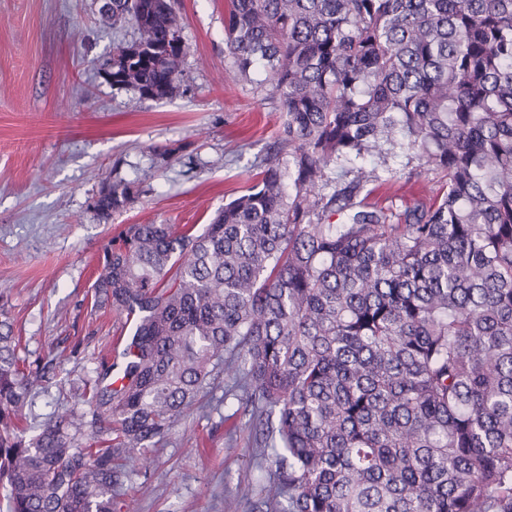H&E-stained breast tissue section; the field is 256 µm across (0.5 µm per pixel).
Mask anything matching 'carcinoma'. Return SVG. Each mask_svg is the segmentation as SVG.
I'll use <instances>...</instances> for the list:
<instances>
[{
	"mask_svg": "<svg viewBox=\"0 0 512 512\" xmlns=\"http://www.w3.org/2000/svg\"><path fill=\"white\" fill-rule=\"evenodd\" d=\"M136 36L112 86L180 85L178 0L97 9ZM229 54L285 115L258 179L199 230L127 224L98 297L119 357L27 434L44 376L0 321L8 512H113L215 374L272 476L264 512H512V0H229ZM399 150L446 179L394 217L326 170ZM137 194L116 179L97 204Z\"/></svg>",
	"mask_w": 512,
	"mask_h": 512,
	"instance_id": "carcinoma-1",
	"label": "carcinoma"
}]
</instances>
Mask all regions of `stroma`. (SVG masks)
<instances>
[{
	"mask_svg": "<svg viewBox=\"0 0 512 512\" xmlns=\"http://www.w3.org/2000/svg\"><path fill=\"white\" fill-rule=\"evenodd\" d=\"M178 2L184 78L151 100L103 78L100 63L133 31L100 22L96 0H0V312L21 338L18 357L46 372L37 417L72 405L82 379L114 356L122 318L93 297L111 237L127 224L209 223L254 183L277 140L283 114L260 75L244 80L232 66L226 0ZM363 173L372 203L396 214L440 187L401 156ZM116 176L138 192L104 217L93 201ZM212 404L151 449L114 512H256L268 475L253 465L249 418L223 388Z\"/></svg>",
	"mask_w": 512,
	"mask_h": 512,
	"instance_id": "35a3bbf8",
	"label": "stroma"
}]
</instances>
